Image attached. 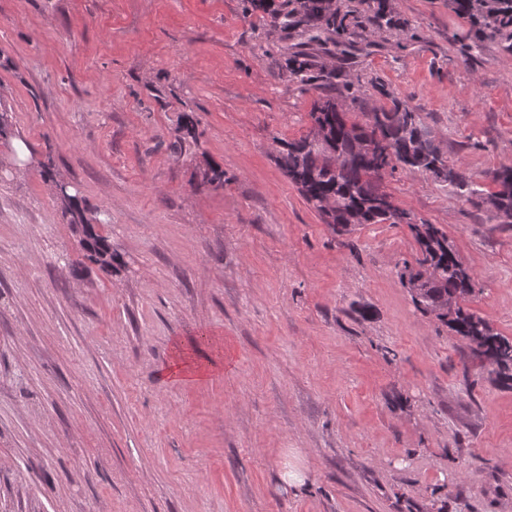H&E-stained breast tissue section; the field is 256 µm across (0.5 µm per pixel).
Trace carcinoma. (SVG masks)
<instances>
[{
    "mask_svg": "<svg viewBox=\"0 0 512 512\" xmlns=\"http://www.w3.org/2000/svg\"><path fill=\"white\" fill-rule=\"evenodd\" d=\"M247 9L266 14V24L290 35L300 31L305 45L315 51H296L286 62L288 81L313 86L323 92L314 103L310 118L322 130L283 143L277 162L305 200L338 235L351 233L362 224H405L417 244L415 264L404 263L403 283L413 302L435 316L455 335L465 340L474 358L495 360L501 369L512 366V338L497 332L476 312L464 306L475 291V278L464 264L448 235L434 224L417 222L410 212L398 207L384 190L385 176L401 167L422 171L450 185L457 199L484 206L501 224L512 222V166L490 173L492 187L474 184L458 168L445 163L419 113L393 100L389 109L366 113L358 124L338 109L346 98H356L353 82L346 80L336 90L338 68L323 58L345 61L354 43L348 36L366 39L376 30H405L408 24L396 19L388 0H374L369 14L355 10L329 9L324 0H246ZM451 6L468 19L473 44L500 40L512 52V0H450ZM64 217L72 231L83 238V257L104 272L112 271L115 257L109 237L86 232L85 208L68 198Z\"/></svg>",
    "mask_w": 512,
    "mask_h": 512,
    "instance_id": "carcinoma-1",
    "label": "carcinoma"
}]
</instances>
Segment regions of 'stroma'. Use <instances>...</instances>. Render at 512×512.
<instances>
[{"mask_svg":"<svg viewBox=\"0 0 512 512\" xmlns=\"http://www.w3.org/2000/svg\"><path fill=\"white\" fill-rule=\"evenodd\" d=\"M389 4L409 30L356 41L346 112L403 102L487 185L512 53L463 61L448 0ZM300 40L244 0H0V512H512V381L414 305L406 225L336 236L276 161L319 96L280 66ZM46 161L112 273L81 263ZM384 186L512 337V224L422 172ZM179 346L203 379L166 378Z\"/></svg>","mask_w":512,"mask_h":512,"instance_id":"obj_1","label":"stroma"}]
</instances>
